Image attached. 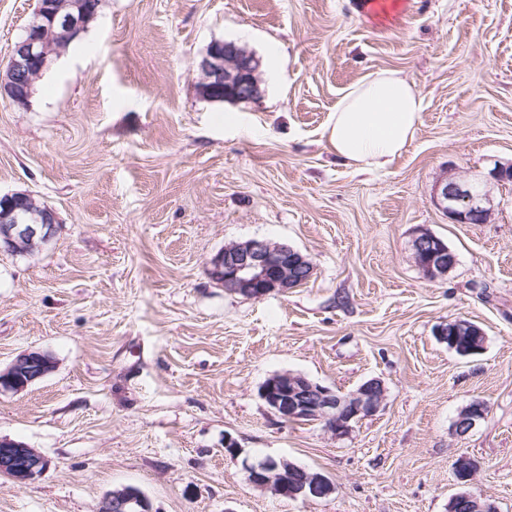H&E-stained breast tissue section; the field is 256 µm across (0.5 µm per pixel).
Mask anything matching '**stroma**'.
<instances>
[{
  "label": "stroma",
  "mask_w": 512,
  "mask_h": 512,
  "mask_svg": "<svg viewBox=\"0 0 512 512\" xmlns=\"http://www.w3.org/2000/svg\"><path fill=\"white\" fill-rule=\"evenodd\" d=\"M360 2L101 0L28 106L0 95V194L57 217L44 247L0 251V370L27 351L54 362L0 392V438L49 461L0 482V512H99L126 486L151 512H448L462 456L469 490L512 512V184L491 183L485 224L450 223L434 201L447 175L512 163V0H403L385 22ZM35 7L0 0V71ZM215 40L260 57L259 99L199 96ZM382 69L413 80L424 110L406 153L360 173L326 127ZM422 230L457 254L443 279L412 258ZM253 238L307 255L312 278L260 299L215 283L209 260ZM458 318L485 332L479 354L437 339ZM282 372L342 394L377 378L385 400L337 439L261 399ZM475 399L489 411L457 435ZM266 456L334 493L253 487L244 462Z\"/></svg>",
  "instance_id": "1"
}]
</instances>
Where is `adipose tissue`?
I'll return each instance as SVG.
<instances>
[{
    "label": "adipose tissue",
    "mask_w": 512,
    "mask_h": 512,
    "mask_svg": "<svg viewBox=\"0 0 512 512\" xmlns=\"http://www.w3.org/2000/svg\"><path fill=\"white\" fill-rule=\"evenodd\" d=\"M424 99L414 81L381 70L349 86L331 112L328 143L358 171L385 169L414 140Z\"/></svg>",
    "instance_id": "adipose-tissue-1"
}]
</instances>
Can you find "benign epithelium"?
I'll list each match as a JSON object with an SVG mask.
<instances>
[{
	"instance_id": "obj_1",
	"label": "benign epithelium",
	"mask_w": 512,
	"mask_h": 512,
	"mask_svg": "<svg viewBox=\"0 0 512 512\" xmlns=\"http://www.w3.org/2000/svg\"><path fill=\"white\" fill-rule=\"evenodd\" d=\"M89 17L81 0H65L51 8L46 15L38 14L25 27L9 57V68L30 72L48 68L61 54L54 43L62 44L82 30ZM261 60L256 54L233 42L214 41L196 62L198 88L204 92L213 86L224 90V96L252 102L260 98ZM9 99L19 107L27 106V86L0 82ZM437 205L453 224H485L491 217V198L487 184L467 181L453 175L438 182L434 190ZM0 249L18 252L48 243L56 233V215L48 207H40L31 194L14 192L0 195ZM414 262L424 276L435 281L442 279L455 267L448 258L450 249L436 235L419 231L412 241ZM312 261L286 242L249 239L224 247L209 260V274L228 291L252 299L273 292L284 293L297 288L313 275ZM464 332L474 338L470 353L482 351L483 330L463 320H450L438 327L440 342ZM52 366L51 359L41 352L17 356L0 370V390L22 391L34 380L45 376ZM260 395L270 409L286 422L320 423L335 438L349 434L352 423L377 413L385 399L381 380L373 378L348 394L311 381L305 376L285 372L261 387ZM488 411L482 400L471 402L454 424L455 432L465 435L484 419ZM49 466V460L16 441L0 439V477L21 486ZM298 466L286 459L267 458L245 462L249 483L258 489L289 499L316 501L329 497L334 485L325 475L303 471L301 479L294 478ZM498 512L494 503L460 490L448 500V512ZM101 512H150L143 497L132 492L114 491L108 494Z\"/></svg>"
}]
</instances>
